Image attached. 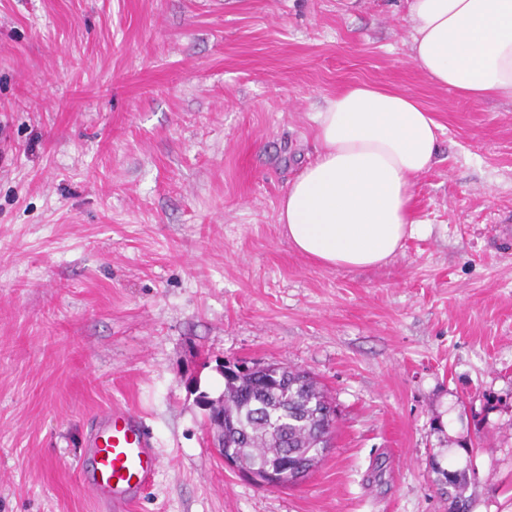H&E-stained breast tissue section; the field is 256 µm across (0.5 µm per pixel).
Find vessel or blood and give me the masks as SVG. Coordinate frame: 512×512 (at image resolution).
<instances>
[{
  "mask_svg": "<svg viewBox=\"0 0 512 512\" xmlns=\"http://www.w3.org/2000/svg\"><path fill=\"white\" fill-rule=\"evenodd\" d=\"M161 465L141 416L126 407L101 410L78 475L108 512H128Z\"/></svg>",
  "mask_w": 512,
  "mask_h": 512,
  "instance_id": "1",
  "label": "vessel or blood"
}]
</instances>
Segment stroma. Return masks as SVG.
<instances>
[{"label":"stroma","mask_w":512,"mask_h":512,"mask_svg":"<svg viewBox=\"0 0 512 512\" xmlns=\"http://www.w3.org/2000/svg\"><path fill=\"white\" fill-rule=\"evenodd\" d=\"M408 0H0V512H107L75 466L126 406L161 466L132 512H512V102L431 83ZM441 125L419 230L336 269L278 222L354 84ZM309 372L333 444L302 481L225 468L228 359ZM432 469L438 475V481L448 488V500L456 503V512H467L469 500L465 497L467 490V478L465 471L447 470L442 468L438 462H433Z\"/></svg>","instance_id":"stroma-1"}]
</instances>
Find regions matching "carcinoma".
<instances>
[{"label": "carcinoma", "instance_id": "carcinoma-1", "mask_svg": "<svg viewBox=\"0 0 512 512\" xmlns=\"http://www.w3.org/2000/svg\"><path fill=\"white\" fill-rule=\"evenodd\" d=\"M330 398L307 372L288 368V377L266 382L263 376L246 375L224 381V415L232 424L224 427V447L234 450L248 465L288 460L316 466V448H328L336 417ZM438 481L448 488V498L467 512L466 473L432 463Z\"/></svg>", "mask_w": 512, "mask_h": 512}]
</instances>
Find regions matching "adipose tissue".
<instances>
[{
  "label": "adipose tissue",
  "mask_w": 512,
  "mask_h": 512,
  "mask_svg": "<svg viewBox=\"0 0 512 512\" xmlns=\"http://www.w3.org/2000/svg\"><path fill=\"white\" fill-rule=\"evenodd\" d=\"M412 56L462 98L512 101V0H408ZM316 159L289 186L278 222L291 246L330 268H365L416 230V178L433 164L439 124L413 96L359 84L317 112Z\"/></svg>",
  "instance_id": "1"
}]
</instances>
